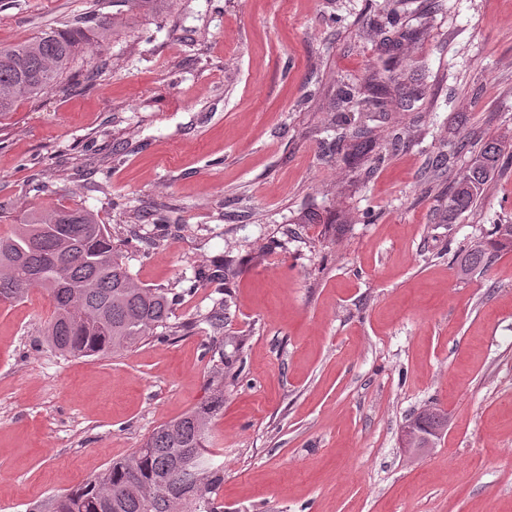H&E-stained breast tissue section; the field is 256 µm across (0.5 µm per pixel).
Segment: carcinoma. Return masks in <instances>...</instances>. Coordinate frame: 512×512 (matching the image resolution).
<instances>
[{"instance_id": "1", "label": "carcinoma", "mask_w": 512, "mask_h": 512, "mask_svg": "<svg viewBox=\"0 0 512 512\" xmlns=\"http://www.w3.org/2000/svg\"><path fill=\"white\" fill-rule=\"evenodd\" d=\"M85 38L83 28L74 24L35 40L0 45V119L56 89L78 61ZM391 81L380 77L363 92L349 88L339 100L367 112L379 104L375 94ZM355 141L357 152H371L373 128L359 129ZM502 156L500 139L482 144L473 154L449 191L448 223L476 207ZM509 246L512 224L493 225L489 238L458 258L460 274L469 275ZM235 266L228 258L214 272L199 273L224 281V301L205 316L213 333L212 352L221 363L210 378L208 400L157 427L129 457L112 462L64 495L33 504L29 512H224L218 499L224 470L215 462L210 428L224 408V390L235 386L243 371L242 341L224 335ZM34 288L43 289L53 306L47 342L63 356L110 355L157 335L159 328L169 329L173 299L135 283L106 226L81 207L32 210L0 236V303L22 301ZM447 424V415L439 410L420 411L405 425L406 447H430ZM132 485L143 492L129 494Z\"/></svg>"}]
</instances>
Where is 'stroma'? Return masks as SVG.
I'll return each instance as SVG.
<instances>
[{
  "label": "stroma",
  "mask_w": 512,
  "mask_h": 512,
  "mask_svg": "<svg viewBox=\"0 0 512 512\" xmlns=\"http://www.w3.org/2000/svg\"><path fill=\"white\" fill-rule=\"evenodd\" d=\"M0 0V44L99 14L76 76L0 122V231L61 203L98 214L141 285L179 293L174 335L98 358L45 342L42 290L0 304V512H28L203 403L205 315L233 257L244 369L213 434L224 512H512V147L476 208L443 217L473 149L512 134V0ZM395 68L379 163L351 164L341 83ZM410 136L391 146V131ZM262 262H253L255 253ZM191 330H183V323ZM448 415L410 456L403 426ZM512 246V224L493 225L489 238L471 247L458 258V268L462 276H467L485 264L494 252Z\"/></svg>",
  "instance_id": "obj_1"
}]
</instances>
